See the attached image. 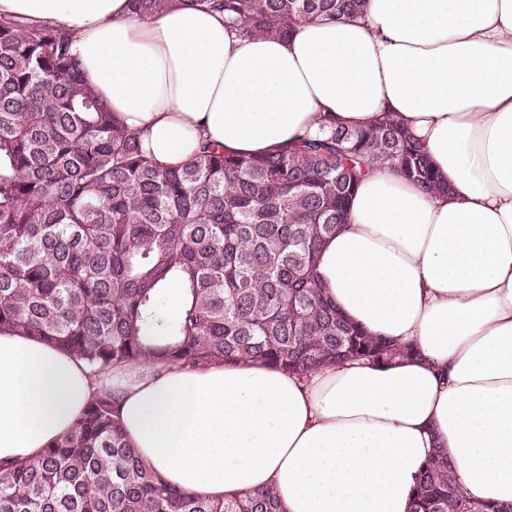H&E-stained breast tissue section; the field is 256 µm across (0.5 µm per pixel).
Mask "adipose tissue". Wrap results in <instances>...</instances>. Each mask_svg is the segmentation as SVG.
Returning <instances> with one entry per match:
<instances>
[{"label": "adipose tissue", "instance_id": "adipose-tissue-1", "mask_svg": "<svg viewBox=\"0 0 512 512\" xmlns=\"http://www.w3.org/2000/svg\"><path fill=\"white\" fill-rule=\"evenodd\" d=\"M0 21L71 34L85 82L159 166L390 112L447 185L374 170L318 259L347 319L413 356L304 377L247 361L98 377L2 332L0 465L61 439L109 389L140 456L209 499L271 487L286 512H410L441 448L470 497L512 512V0H366L286 38L236 35L180 0L143 19L128 0H0Z\"/></svg>", "mask_w": 512, "mask_h": 512}]
</instances>
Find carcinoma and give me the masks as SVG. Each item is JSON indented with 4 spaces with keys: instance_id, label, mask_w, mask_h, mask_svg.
Instances as JSON below:
<instances>
[{
    "instance_id": "obj_1",
    "label": "carcinoma",
    "mask_w": 512,
    "mask_h": 512,
    "mask_svg": "<svg viewBox=\"0 0 512 512\" xmlns=\"http://www.w3.org/2000/svg\"><path fill=\"white\" fill-rule=\"evenodd\" d=\"M224 12L241 36H286L298 20L365 0H185ZM137 16L172 0H130ZM59 28L0 22V332L37 336L96 375L151 361L242 359L305 374L343 360L412 353L352 325L317 275L319 247L346 223L361 180L390 166L441 184L393 114L329 123L261 155L203 144L165 169L83 81ZM181 283L179 315L163 307ZM0 512H284L272 488L212 501L182 491L124 437L102 391L39 455L0 467ZM413 512H503L457 486L443 450L420 471Z\"/></svg>"
}]
</instances>
